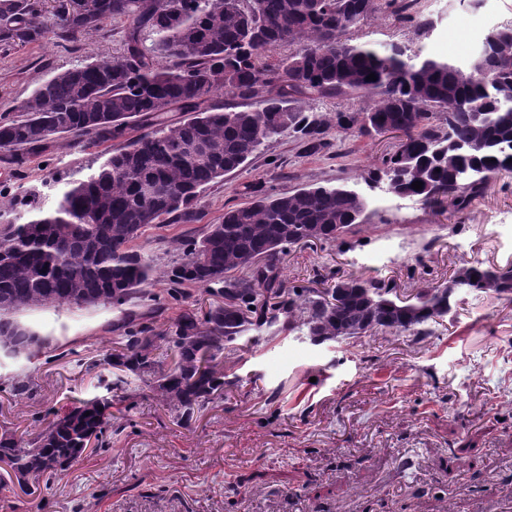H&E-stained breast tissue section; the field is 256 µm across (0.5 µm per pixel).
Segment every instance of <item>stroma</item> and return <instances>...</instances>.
I'll return each instance as SVG.
<instances>
[{
	"label": "stroma",
	"instance_id": "stroma-1",
	"mask_svg": "<svg viewBox=\"0 0 512 512\" xmlns=\"http://www.w3.org/2000/svg\"><path fill=\"white\" fill-rule=\"evenodd\" d=\"M510 22L512 0H417L407 11L398 0H376L346 38L447 59L449 43H465L471 28ZM125 27L118 18L74 43L0 49V114L54 71L118 53ZM372 104L355 94L293 99L324 120L328 149L307 154L291 133L273 138L205 189L197 223L146 228L135 247L164 256L173 240L251 202L258 183L273 194L346 184L367 202L361 224L335 243L280 253L286 285L321 292L356 277L411 301L465 263L512 266V173L492 176L463 210L447 195L435 204L399 199L370 174L400 135L336 125L337 113ZM103 160V148L64 138L22 168L0 162V194L35 186L50 209L66 182ZM151 293L134 311L152 327L161 358V335L179 314L204 313L219 300L196 287L171 299L163 280ZM17 318L51 344L31 360L0 356V382L26 375L33 383L23 396L0 391V432L36 433L48 411L105 393L120 378L130 399L104 448L63 477L30 495L0 480V512H498L512 500V301L460 290L450 312L417 337L379 331L316 344L277 325L250 332L224 353L223 396L187 425L145 381L106 364L124 344L119 310L48 307Z\"/></svg>",
	"mask_w": 512,
	"mask_h": 512
}]
</instances>
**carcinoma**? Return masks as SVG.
Segmentation results:
<instances>
[{
	"label": "carcinoma",
	"instance_id": "cac0c4a2",
	"mask_svg": "<svg viewBox=\"0 0 512 512\" xmlns=\"http://www.w3.org/2000/svg\"><path fill=\"white\" fill-rule=\"evenodd\" d=\"M0 0V47H23L54 35L74 43L104 22H126L122 51L55 72L0 119L4 161L20 168L71 135L112 146L91 174L66 183L45 209L33 186L0 199V348L37 355L48 340L14 319L20 310L92 307L122 310L148 297L160 278L174 292L185 285L215 290L224 301L198 316L181 313L168 335L173 354L164 369L152 329L129 327L112 366L150 378L151 391L175 419L187 421L224 394V350L245 333L279 323L317 342L370 332H408L444 316L462 288L512 300V268L471 262L444 286L416 301L390 297L380 282L349 278L326 289L288 287L278 272L288 245L334 242L361 223L365 206L343 185H313L288 194L256 190L249 204L224 212L187 241L177 259L160 265L132 247L142 230L169 221H198L208 185L245 166L288 130L303 147L326 146L325 123L288 106L295 94L379 96L371 108L337 113L336 125L362 134L387 127L403 134L383 161L397 173L393 193L427 204L448 194L466 207L491 175L508 167L495 143L512 135V24L486 37L471 61L417 55L390 45L343 39L374 12L375 0ZM294 52L272 67L264 52ZM376 80H369V74ZM224 93L244 110L217 103ZM180 112L178 121L168 113ZM470 175L458 176L462 167ZM422 182L415 190L412 183ZM26 218L21 223L19 219ZM204 260H196L197 254ZM116 398L107 394L50 412L31 437L0 434V468L22 487L61 475L103 447Z\"/></svg>",
	"mask_w": 512,
	"mask_h": 512
}]
</instances>
